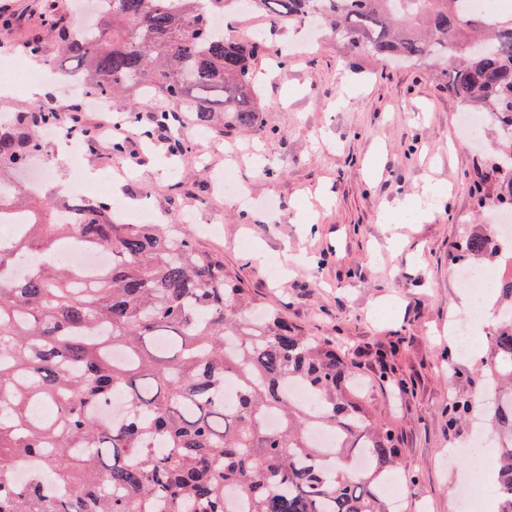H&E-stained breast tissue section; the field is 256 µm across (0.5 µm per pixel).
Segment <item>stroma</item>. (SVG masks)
I'll use <instances>...</instances> for the list:
<instances>
[{"label": "stroma", "mask_w": 512, "mask_h": 512, "mask_svg": "<svg viewBox=\"0 0 512 512\" xmlns=\"http://www.w3.org/2000/svg\"><path fill=\"white\" fill-rule=\"evenodd\" d=\"M256 30L270 40L253 66L258 125L197 141L184 114L149 150L131 138L117 158L105 140L83 163L99 172L118 159L132 174L123 193L135 201L152 190L164 219L182 222L207 203L222 220L220 233L184 224V234L222 255L260 306L282 309L289 324L313 335L339 338L374 413L401 432L403 512H457L456 485L470 459L447 453L468 441L474 423L449 425L446 409L452 400L475 402L482 376L448 333L466 298L448 270L463 237L493 222L476 183L498 149L497 129L487 125L480 144L467 141L459 101L434 67L379 61L327 29L292 54L286 45L295 28L261 14L236 16L227 33L246 38ZM174 139L184 147L173 157ZM227 166L239 193L212 188ZM430 187V216L411 219ZM244 194L253 205H242ZM384 213L389 223H381ZM246 237L254 250L242 246ZM287 245L288 273L271 281L267 259ZM380 345L394 347L396 375L411 391L378 384Z\"/></svg>", "instance_id": "35a3bbf8"}]
</instances>
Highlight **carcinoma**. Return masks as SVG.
Returning a JSON list of instances; mask_svg holds the SVG:
<instances>
[{"label":"carcinoma","instance_id":"carcinoma-1","mask_svg":"<svg viewBox=\"0 0 512 512\" xmlns=\"http://www.w3.org/2000/svg\"><path fill=\"white\" fill-rule=\"evenodd\" d=\"M84 38L59 0H32L25 52L46 42L76 63L92 92L125 102L156 95L224 134L257 121L254 62L265 41L231 40L214 26L238 0H110ZM249 10L290 25L326 23L351 48L383 59L443 65L440 78L464 111L487 107L506 144L484 182L512 208V13L475 14L471 0H248ZM60 113L33 103L0 124V173H17L43 150L41 128ZM0 218L25 219L0 244V512H397L381 493L401 456L397 431L352 385L346 350L309 336L275 311L248 319L254 297L169 224H107L105 199L70 200L74 224L16 205L0 180ZM69 241L107 250L112 263L85 271L54 258ZM497 252L467 236L460 256ZM34 267L16 274L17 257ZM498 319L480 362L493 386L485 414L497 432L498 512H512V278L498 287ZM237 395L224 402V385ZM304 387L307 409L290 394ZM123 414L104 425L112 395ZM331 431L325 454L309 431ZM370 466L354 475L356 455ZM38 469L21 481L18 470ZM49 471L71 486L59 497Z\"/></svg>","mask_w":512,"mask_h":512}]
</instances>
